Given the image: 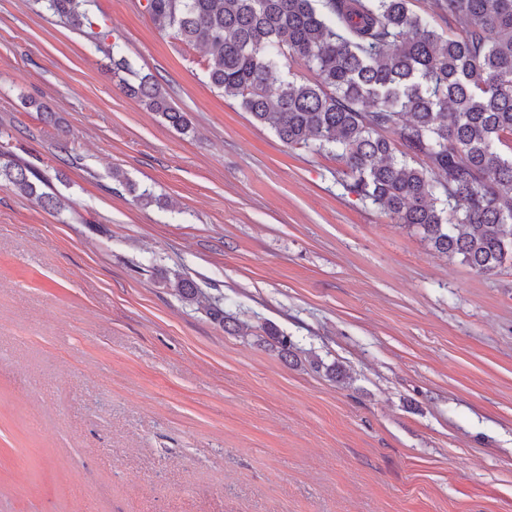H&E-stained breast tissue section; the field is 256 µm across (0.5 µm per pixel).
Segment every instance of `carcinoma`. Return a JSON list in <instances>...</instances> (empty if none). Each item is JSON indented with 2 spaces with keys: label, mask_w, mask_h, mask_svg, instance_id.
<instances>
[{
  "label": "carcinoma",
  "mask_w": 512,
  "mask_h": 512,
  "mask_svg": "<svg viewBox=\"0 0 512 512\" xmlns=\"http://www.w3.org/2000/svg\"><path fill=\"white\" fill-rule=\"evenodd\" d=\"M89 0H36L73 30L92 28ZM448 35L409 0H147L157 28L207 50L206 73L254 121L288 146L331 153L346 188L380 207L437 252L491 274L512 261V0H435ZM112 78L176 131L190 130L150 74L117 46ZM292 59L315 74L275 85ZM425 159L426 165L418 164ZM59 213L47 177L0 150V183ZM197 300L194 282L166 281ZM209 317L227 333L219 304ZM282 357L293 343L268 325Z\"/></svg>",
  "instance_id": "1"
}]
</instances>
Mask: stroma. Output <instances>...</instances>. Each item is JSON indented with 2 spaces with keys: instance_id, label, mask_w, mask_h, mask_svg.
Masks as SVG:
<instances>
[{
  "instance_id": "1",
  "label": "stroma",
  "mask_w": 512,
  "mask_h": 512,
  "mask_svg": "<svg viewBox=\"0 0 512 512\" xmlns=\"http://www.w3.org/2000/svg\"><path fill=\"white\" fill-rule=\"evenodd\" d=\"M144 3L92 0L87 34L0 0V148L68 201L0 184V512H512V262L391 223ZM111 44L188 133L119 89Z\"/></svg>"
}]
</instances>
